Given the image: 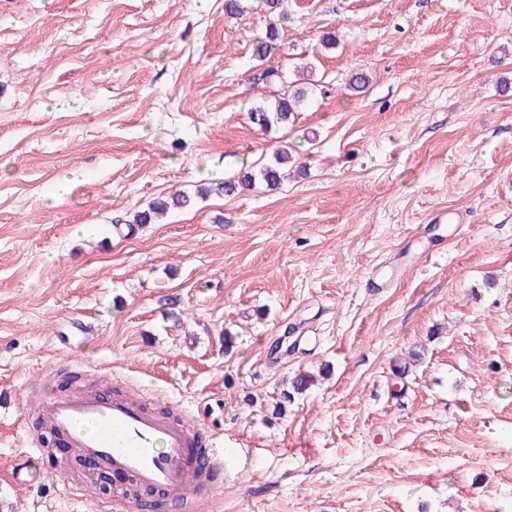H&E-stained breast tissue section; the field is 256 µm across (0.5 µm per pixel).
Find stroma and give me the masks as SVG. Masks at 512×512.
Listing matches in <instances>:
<instances>
[{
    "instance_id": "35a3bbf8",
    "label": "stroma",
    "mask_w": 512,
    "mask_h": 512,
    "mask_svg": "<svg viewBox=\"0 0 512 512\" xmlns=\"http://www.w3.org/2000/svg\"><path fill=\"white\" fill-rule=\"evenodd\" d=\"M284 5L261 59L256 2L0 0L6 512H95L30 420L62 371L80 388L99 366L230 448L215 512H512V0ZM302 58L316 87L260 129L281 87L256 77ZM284 144L306 175L123 226ZM443 211L455 239L428 232ZM53 473L59 478L61 491L64 495L72 496L79 502H87L85 492L97 476L96 469L74 471L63 463L55 464Z\"/></svg>"
}]
</instances>
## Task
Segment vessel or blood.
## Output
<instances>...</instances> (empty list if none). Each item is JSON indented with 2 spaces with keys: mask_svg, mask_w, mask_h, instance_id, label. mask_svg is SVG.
I'll return each mask as SVG.
<instances>
[{
  "mask_svg": "<svg viewBox=\"0 0 512 512\" xmlns=\"http://www.w3.org/2000/svg\"><path fill=\"white\" fill-rule=\"evenodd\" d=\"M156 400L154 392L116 377L106 389L63 391L41 401L42 430L60 440L71 455L97 464L96 469L79 471L56 464L53 472L64 495L84 501L102 468L125 476L135 491L157 490L189 503L192 512H210L216 491L199 483L191 460L204 428L192 415L154 410Z\"/></svg>",
  "mask_w": 512,
  "mask_h": 512,
  "instance_id": "obj_1",
  "label": "vessel or blood"
}]
</instances>
